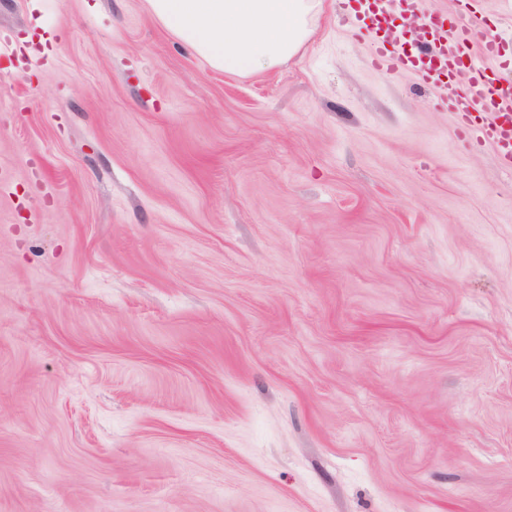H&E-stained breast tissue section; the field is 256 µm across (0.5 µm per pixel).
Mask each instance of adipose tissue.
Returning a JSON list of instances; mask_svg holds the SVG:
<instances>
[{
  "label": "adipose tissue",
  "instance_id": "1",
  "mask_svg": "<svg viewBox=\"0 0 512 512\" xmlns=\"http://www.w3.org/2000/svg\"><path fill=\"white\" fill-rule=\"evenodd\" d=\"M151 16L227 74L251 75L297 55L321 0H147Z\"/></svg>",
  "mask_w": 512,
  "mask_h": 512
}]
</instances>
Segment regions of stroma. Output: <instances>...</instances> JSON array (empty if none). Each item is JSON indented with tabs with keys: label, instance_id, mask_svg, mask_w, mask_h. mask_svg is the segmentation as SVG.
I'll return each mask as SVG.
<instances>
[{
	"label": "stroma",
	"instance_id": "stroma-1",
	"mask_svg": "<svg viewBox=\"0 0 512 512\" xmlns=\"http://www.w3.org/2000/svg\"><path fill=\"white\" fill-rule=\"evenodd\" d=\"M356 7L240 76L0 0V512H512V167Z\"/></svg>",
	"mask_w": 512,
	"mask_h": 512
}]
</instances>
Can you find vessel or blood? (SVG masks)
Segmentation results:
<instances>
[{
  "label": "vessel or blood",
  "mask_w": 512,
  "mask_h": 512,
  "mask_svg": "<svg viewBox=\"0 0 512 512\" xmlns=\"http://www.w3.org/2000/svg\"><path fill=\"white\" fill-rule=\"evenodd\" d=\"M426 25L431 35L410 49L379 40L378 65L413 71L424 84L438 88L440 102L476 126L482 140L512 165V82L488 76L471 53L466 29L449 26L446 16L438 14L430 15Z\"/></svg>",
  "instance_id": "1"
}]
</instances>
